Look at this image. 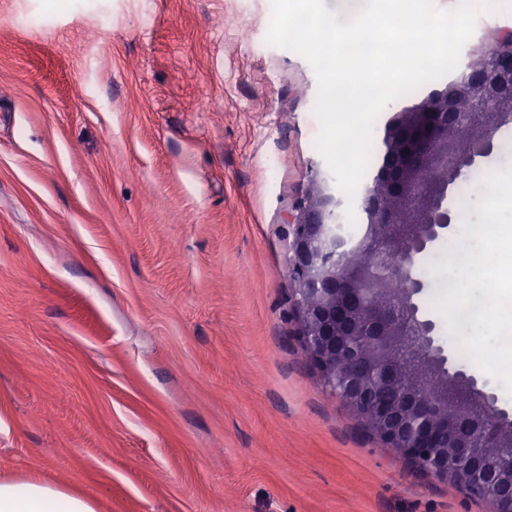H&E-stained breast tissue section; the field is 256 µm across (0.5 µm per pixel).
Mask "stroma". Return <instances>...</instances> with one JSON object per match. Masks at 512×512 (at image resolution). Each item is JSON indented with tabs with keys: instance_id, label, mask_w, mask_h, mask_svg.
Wrapping results in <instances>:
<instances>
[{
	"instance_id": "1",
	"label": "stroma",
	"mask_w": 512,
	"mask_h": 512,
	"mask_svg": "<svg viewBox=\"0 0 512 512\" xmlns=\"http://www.w3.org/2000/svg\"><path fill=\"white\" fill-rule=\"evenodd\" d=\"M272 0H0V480L98 512H495L384 448L321 383L288 300L317 80L268 42ZM512 33L478 18L467 68ZM421 318L460 352L434 274Z\"/></svg>"
}]
</instances>
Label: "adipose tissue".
Listing matches in <instances>:
<instances>
[{
  "label": "adipose tissue",
  "instance_id": "1",
  "mask_svg": "<svg viewBox=\"0 0 512 512\" xmlns=\"http://www.w3.org/2000/svg\"><path fill=\"white\" fill-rule=\"evenodd\" d=\"M0 512H97L95 502L35 481H0Z\"/></svg>",
  "mask_w": 512,
  "mask_h": 512
}]
</instances>
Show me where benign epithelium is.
<instances>
[{
  "label": "benign epithelium",
  "instance_id": "benign-epithelium-1",
  "mask_svg": "<svg viewBox=\"0 0 512 512\" xmlns=\"http://www.w3.org/2000/svg\"><path fill=\"white\" fill-rule=\"evenodd\" d=\"M469 98L459 110V91L449 86L430 99L432 120L421 127L413 147L393 157L380 172L385 192L367 190L360 202L372 224L363 244L386 258L388 277L407 284L393 294L382 279L344 264L354 242L323 224L324 199L299 201L291 217L287 271L295 336L322 384L351 416L363 422L385 447L417 469L451 482L495 512H512V426L492 409L465 399L448 375L442 400L426 398L404 382L399 351L403 343L394 311L412 306L419 281L415 252L426 246L446 220L439 200L416 215L403 204L421 190V175L434 168L453 176L489 140L469 114L512 112V37L495 48L491 67L470 74Z\"/></svg>",
  "mask_w": 512,
  "mask_h": 512
}]
</instances>
